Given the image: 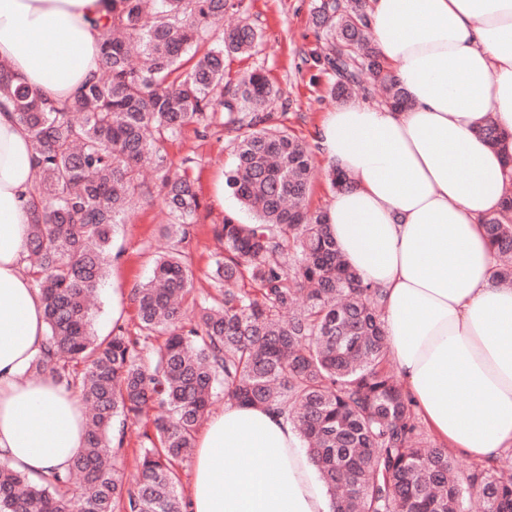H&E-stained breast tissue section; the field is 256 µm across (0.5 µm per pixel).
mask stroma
<instances>
[{
  "label": "stroma",
  "instance_id": "stroma-1",
  "mask_svg": "<svg viewBox=\"0 0 512 512\" xmlns=\"http://www.w3.org/2000/svg\"><path fill=\"white\" fill-rule=\"evenodd\" d=\"M317 4L318 0H243L240 12L226 13L221 21L225 27L246 21L263 33L256 55L228 62L226 80L237 81L251 68L263 70L281 91L280 98L270 104V111L315 152L320 149L318 131L338 106L331 95L333 74L308 62L310 53L320 46ZM230 139L224 128V112L219 109L208 121L186 125L177 138L165 143L174 162L186 157L193 160L188 174L200 207L186 252L194 272L193 295L199 300L207 298L211 291L207 271L218 248L214 226L223 223L225 214L230 212L241 222L254 220L225 186L224 173L233 162ZM167 221L160 200L142 199L129 210L124 224L117 226L113 238L117 257L99 288L92 316V328L97 334L107 335L117 324L135 330L138 320L132 293L147 281L156 256L168 248L169 242L162 234Z\"/></svg>",
  "mask_w": 512,
  "mask_h": 512
}]
</instances>
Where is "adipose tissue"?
Listing matches in <instances>:
<instances>
[{
  "mask_svg": "<svg viewBox=\"0 0 512 512\" xmlns=\"http://www.w3.org/2000/svg\"><path fill=\"white\" fill-rule=\"evenodd\" d=\"M373 39L409 93L404 109L350 101L319 133L351 177L328 222L344 260L379 291L391 358L414 409L456 455L512 466V288L482 228L512 172L478 135L512 132V0H370ZM104 0H0V60L54 99L100 72ZM31 138L0 104V457L31 477L66 471L84 447L75 390L26 377L47 348L27 270ZM190 512H330L283 415L226 404L200 429Z\"/></svg>",
  "mask_w": 512,
  "mask_h": 512,
  "instance_id": "obj_1",
  "label": "adipose tissue"
}]
</instances>
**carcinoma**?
Returning a JSON list of instances; mask_svg holds the SVG:
<instances>
[{
	"instance_id": "cac0c4a2",
	"label": "carcinoma",
	"mask_w": 512,
	"mask_h": 512,
	"mask_svg": "<svg viewBox=\"0 0 512 512\" xmlns=\"http://www.w3.org/2000/svg\"><path fill=\"white\" fill-rule=\"evenodd\" d=\"M102 67L75 96L52 100L20 83L0 61V98L10 100L35 152L28 271L49 336L29 372L50 375L89 407L86 448L64 473L34 479L0 460V512H187L180 468L216 390L245 406H276L294 425L330 497L331 512H512V474L477 465L450 476L455 458L425 447L420 422L390 370L382 297L342 259L327 212H309L318 177L306 143L266 111L276 90L253 70L224 85V62L258 52L249 23L211 28L234 0H104ZM370 0H319L327 47L312 61L336 76L334 96L353 89L398 109L408 101L369 36ZM207 50L190 68L194 46ZM224 109L234 166L226 184L259 221L233 214L215 227L222 251L208 273L215 294L184 307L192 271L183 255L199 200L164 141ZM480 135L505 151L512 135L487 119ZM146 166L156 182L142 178ZM167 209L170 249L134 290L138 332L91 328L93 297L112 266V235L136 199ZM512 285V185L482 221ZM248 280L250 287L239 282ZM154 411L134 486L116 460L128 423Z\"/></svg>"
}]
</instances>
